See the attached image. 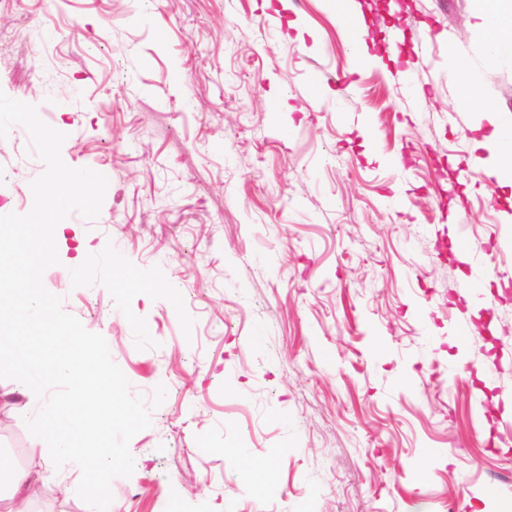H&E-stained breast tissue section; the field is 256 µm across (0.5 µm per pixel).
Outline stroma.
Segmentation results:
<instances>
[{
    "label": "stroma",
    "mask_w": 512,
    "mask_h": 512,
    "mask_svg": "<svg viewBox=\"0 0 512 512\" xmlns=\"http://www.w3.org/2000/svg\"><path fill=\"white\" fill-rule=\"evenodd\" d=\"M360 3L365 58L337 0H0V91L108 179L44 285L132 394L167 390L109 512L512 504V446L487 444L512 432V187L467 166L484 103L512 121V64H485L481 0H386L382 23ZM459 66L482 76L465 106ZM44 170L12 126L0 215ZM480 248L484 295L462 296ZM18 387L0 464L38 469L29 512H91L60 490L77 465L41 466Z\"/></svg>",
    "instance_id": "1"
}]
</instances>
